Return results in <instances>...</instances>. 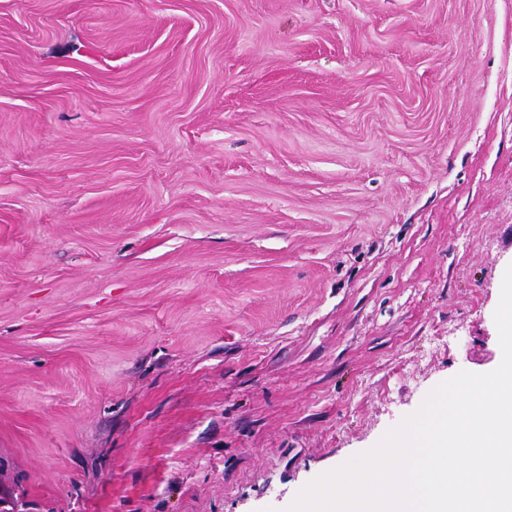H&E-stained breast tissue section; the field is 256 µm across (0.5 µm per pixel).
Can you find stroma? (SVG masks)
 <instances>
[{"label":"stroma","instance_id":"35a3bbf8","mask_svg":"<svg viewBox=\"0 0 512 512\" xmlns=\"http://www.w3.org/2000/svg\"><path fill=\"white\" fill-rule=\"evenodd\" d=\"M511 264L512 0H0V512H284Z\"/></svg>","mask_w":512,"mask_h":512}]
</instances>
